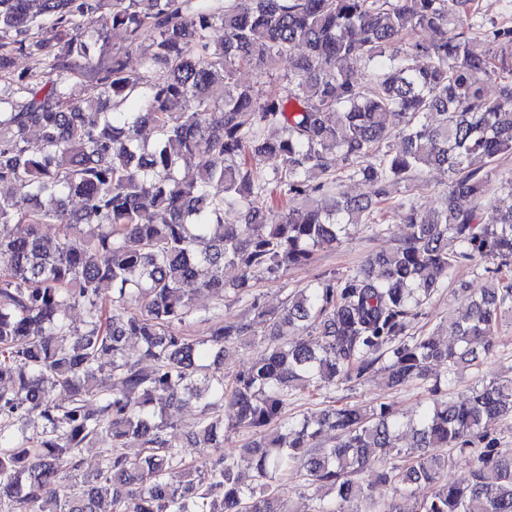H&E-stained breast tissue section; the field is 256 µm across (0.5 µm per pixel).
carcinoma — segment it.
<instances>
[{
  "label": "carcinoma",
  "instance_id": "carcinoma-1",
  "mask_svg": "<svg viewBox=\"0 0 512 512\" xmlns=\"http://www.w3.org/2000/svg\"><path fill=\"white\" fill-rule=\"evenodd\" d=\"M477 14V0H0V512H100L105 486L109 512H285L278 476L296 468L314 487L310 512H401L396 497L421 483L434 490L412 512H512V452L484 433L512 417V377L435 398L412 424L385 403L284 416L289 396L363 379L381 362L396 387L432 363L451 377L497 345L512 312L502 277L512 206L489 216L485 201L494 183L512 197V167L500 163L512 155V20L483 30L478 55ZM87 20L98 23L93 35ZM217 24L222 44L210 38ZM420 30L433 37L416 39ZM111 36L141 55L142 71L109 52ZM17 55L42 58L46 71L12 75ZM283 58L292 69L280 81ZM241 69L257 86L236 81ZM85 70L97 74L93 99L72 84ZM129 99L138 111H109ZM145 127L156 133L150 146L139 141ZM431 169L443 174L444 208L423 214L411 194L392 196ZM333 172L367 193H328ZM74 196L84 200L75 213ZM384 203L411 226L403 242L289 297L268 319L263 352L231 381L211 371L252 325L198 314L185 283L222 297L212 268L236 271L241 290L257 274L277 278L349 225L379 223ZM274 205L283 215L268 224ZM227 209L242 223H224ZM477 258L495 268L448 320V343L409 335L424 298ZM77 307L80 327L69 318ZM192 319L210 323L208 335L179 331ZM290 329L306 338L289 340ZM128 336L140 341L137 357L125 352ZM50 386L67 401L52 400ZM190 401L201 414L179 438L166 412ZM219 402L253 439L237 456L185 463L188 447H224V417L211 413ZM326 432L335 444L322 448ZM406 434L419 454L404 450ZM476 438L486 441L478 450ZM131 439L143 450L135 459L122 452ZM94 444L96 473L72 481ZM445 448L471 459L466 482L443 479L455 464ZM373 468L374 482L358 479Z\"/></svg>",
  "mask_w": 512,
  "mask_h": 512
}]
</instances>
